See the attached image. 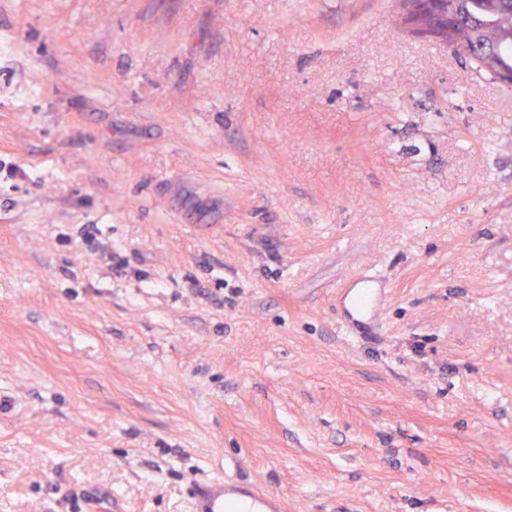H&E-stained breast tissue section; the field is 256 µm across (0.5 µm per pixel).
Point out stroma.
Segmentation results:
<instances>
[{"label": "stroma", "mask_w": 512, "mask_h": 512, "mask_svg": "<svg viewBox=\"0 0 512 512\" xmlns=\"http://www.w3.org/2000/svg\"><path fill=\"white\" fill-rule=\"evenodd\" d=\"M218 473L512 512V90L399 0H0V512ZM374 280H364L359 283V288L349 302V313L351 316L366 318L373 313L377 305V295L373 288Z\"/></svg>", "instance_id": "35a3bbf8"}]
</instances>
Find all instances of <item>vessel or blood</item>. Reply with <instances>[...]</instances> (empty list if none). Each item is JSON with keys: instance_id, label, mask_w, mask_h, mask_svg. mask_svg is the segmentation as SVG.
Wrapping results in <instances>:
<instances>
[{"instance_id": "obj_1", "label": "vessel or blood", "mask_w": 512, "mask_h": 512, "mask_svg": "<svg viewBox=\"0 0 512 512\" xmlns=\"http://www.w3.org/2000/svg\"><path fill=\"white\" fill-rule=\"evenodd\" d=\"M377 305L372 281H361L350 299V315L370 316ZM193 512H284L276 494L234 482L221 475L195 484L190 492Z\"/></svg>"}]
</instances>
